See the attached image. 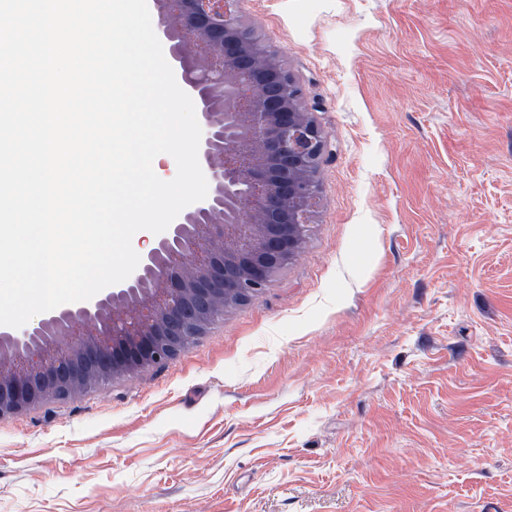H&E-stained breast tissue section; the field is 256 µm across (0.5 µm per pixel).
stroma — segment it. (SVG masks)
Instances as JSON below:
<instances>
[{"label":"stroma","mask_w":512,"mask_h":512,"mask_svg":"<svg viewBox=\"0 0 512 512\" xmlns=\"http://www.w3.org/2000/svg\"><path fill=\"white\" fill-rule=\"evenodd\" d=\"M332 155L174 362L0 419V512H512V0H242Z\"/></svg>","instance_id":"obj_1"}]
</instances>
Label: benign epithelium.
<instances>
[{
	"instance_id": "benign-epithelium-1",
	"label": "benign epithelium",
	"mask_w": 512,
	"mask_h": 512,
	"mask_svg": "<svg viewBox=\"0 0 512 512\" xmlns=\"http://www.w3.org/2000/svg\"><path fill=\"white\" fill-rule=\"evenodd\" d=\"M239 4L151 0L195 105L211 194L180 212L126 280L0 332V418L175 360L305 246L330 142L316 106Z\"/></svg>"
}]
</instances>
